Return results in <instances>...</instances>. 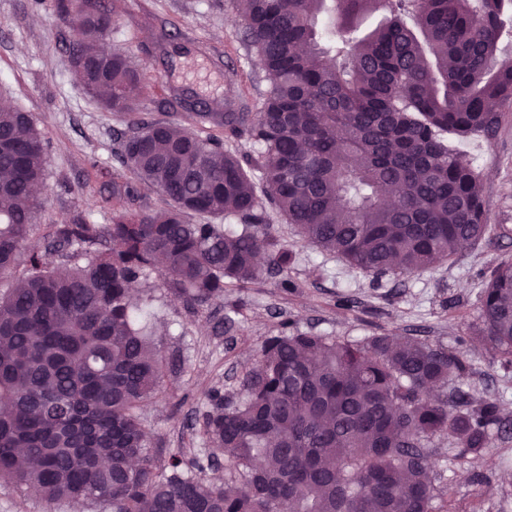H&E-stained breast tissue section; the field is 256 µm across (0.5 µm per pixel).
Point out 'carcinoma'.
Returning a JSON list of instances; mask_svg holds the SVG:
<instances>
[{
  "mask_svg": "<svg viewBox=\"0 0 512 512\" xmlns=\"http://www.w3.org/2000/svg\"><path fill=\"white\" fill-rule=\"evenodd\" d=\"M233 2L268 80L255 114L194 110L211 133L191 135L136 116L126 55L86 70L88 93L129 117L116 158L132 177L112 173L109 224L76 210L44 252L26 249L44 137L32 113L0 110V276L24 272L0 296V481L112 512H435L438 496L450 509L453 490L431 479L435 440L477 456L512 425L463 390L461 358L408 336L338 340L285 323L237 398L210 395L202 432L224 452V482H205L147 450L140 406L163 366L130 289L158 258L193 307L282 271L293 254L270 235L268 204L376 277L484 240L481 175L449 137L494 136L512 104V62L497 60L512 0ZM95 4L82 14L58 0L82 33L74 64L96 62L122 9ZM143 184L163 207L141 205ZM481 319L480 337L512 364V262L490 271Z\"/></svg>",
  "mask_w": 512,
  "mask_h": 512,
  "instance_id": "obj_1",
  "label": "carcinoma"
}]
</instances>
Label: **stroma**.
I'll return each mask as SVG.
<instances>
[{
    "label": "stroma",
    "instance_id": "stroma-1",
    "mask_svg": "<svg viewBox=\"0 0 512 512\" xmlns=\"http://www.w3.org/2000/svg\"><path fill=\"white\" fill-rule=\"evenodd\" d=\"M232 0H125L105 39L108 50L128 55L142 85L138 111L196 131L190 112L167 101L164 87L199 102L232 100L233 111H260L268 82ZM72 27L51 0H0V102L33 113L47 142V175L27 243L43 248L51 225L68 222L75 209L106 224L111 186L87 179L91 166L115 163V135L124 115L106 110L82 88L71 63ZM484 178L490 238L463 247L451 260L412 275L377 278L336 254L309 245L294 225L273 218L269 230L293 252L282 278H263L193 308L166 285L162 267L136 286L138 301L155 314L154 339L165 366L160 395L141 408L150 448L160 459L182 456L187 464L213 457L201 479L224 475L223 454L202 435L209 395L237 397L263 341L283 322L300 331L356 341L378 334L411 336L458 354L469 371L463 386L472 399L496 400L512 420V368L504 366L474 333L481 323L485 280L512 261V106L492 139L458 143ZM294 281L284 291L281 279ZM434 485L455 490L454 512H512V433L472 456L448 442L431 459ZM0 512H74L35 493L0 481Z\"/></svg>",
    "mask_w": 512,
    "mask_h": 512
}]
</instances>
